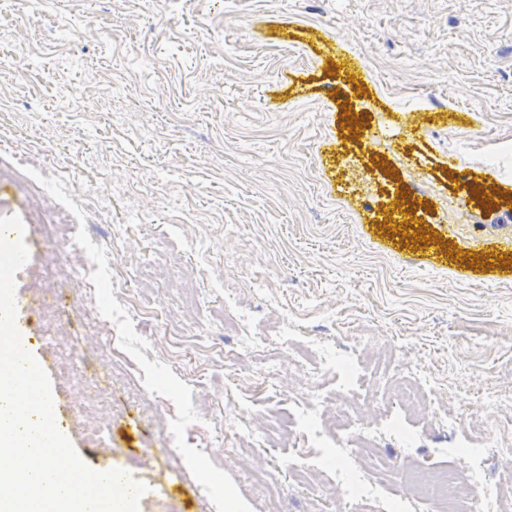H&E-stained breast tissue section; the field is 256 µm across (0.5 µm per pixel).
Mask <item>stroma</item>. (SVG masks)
Returning <instances> with one entry per match:
<instances>
[{
  "instance_id": "obj_1",
  "label": "stroma",
  "mask_w": 512,
  "mask_h": 512,
  "mask_svg": "<svg viewBox=\"0 0 512 512\" xmlns=\"http://www.w3.org/2000/svg\"><path fill=\"white\" fill-rule=\"evenodd\" d=\"M358 112L359 123L345 118ZM386 119L390 150L370 181L359 129ZM512 139V0H16L0 9V216L20 215L30 258L16 275L24 311L59 400L64 428L92 470H126L147 487L140 512H268L251 464L199 445L192 425L169 429L181 406L222 428L234 369L218 352L226 290L271 305L249 333L279 318L299 324L301 347L371 336L397 363L424 364L455 394L450 414L481 418L486 392L512 421V246L500 269L481 256L504 224L466 230L461 213L494 200L512 207V165L487 170L484 151ZM401 157L429 178L421 196L393 166ZM103 209L78 217L104 252L130 269L150 260L170 273L146 278L137 308L161 310L140 326L126 359L108 353L110 318L73 321V340L95 368L124 379L113 398L112 445L89 444L77 395L41 338L38 287L47 262L73 256L50 241L55 203L34 209L31 175ZM391 191L424 208L409 236L366 207ZM128 225L125 239L113 231ZM209 355L208 376L170 358L166 337ZM331 480L286 491L279 512H334ZM210 487L213 498L200 494Z\"/></svg>"
}]
</instances>
